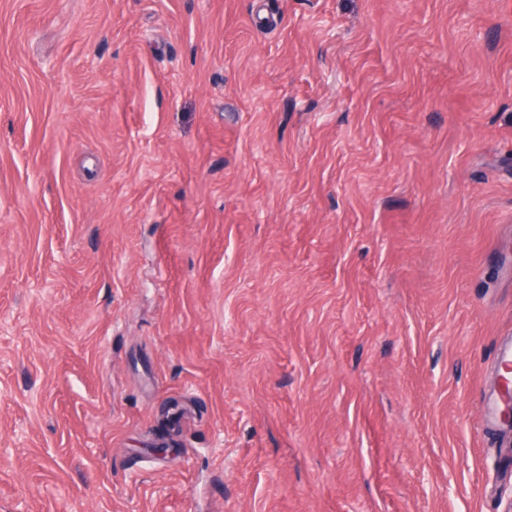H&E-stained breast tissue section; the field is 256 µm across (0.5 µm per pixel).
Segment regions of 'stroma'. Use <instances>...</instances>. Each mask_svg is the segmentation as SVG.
<instances>
[{"instance_id":"obj_1","label":"stroma","mask_w":512,"mask_h":512,"mask_svg":"<svg viewBox=\"0 0 512 512\" xmlns=\"http://www.w3.org/2000/svg\"><path fill=\"white\" fill-rule=\"evenodd\" d=\"M512 0H0V512H512Z\"/></svg>"}]
</instances>
